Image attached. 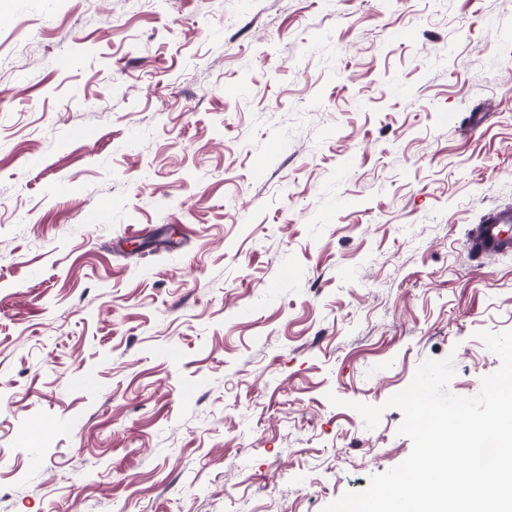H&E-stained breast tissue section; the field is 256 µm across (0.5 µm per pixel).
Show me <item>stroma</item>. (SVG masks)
<instances>
[{
	"label": "stroma",
	"instance_id": "obj_1",
	"mask_svg": "<svg viewBox=\"0 0 512 512\" xmlns=\"http://www.w3.org/2000/svg\"><path fill=\"white\" fill-rule=\"evenodd\" d=\"M509 206L512 0H0V512L362 491L499 369ZM512 212L498 214L487 224H478L471 237V250L475 258L502 253L512 249V236L509 229ZM507 228V230H506Z\"/></svg>",
	"mask_w": 512,
	"mask_h": 512
}]
</instances>
